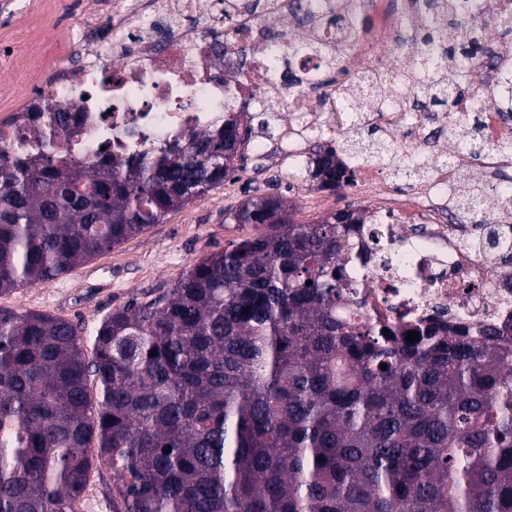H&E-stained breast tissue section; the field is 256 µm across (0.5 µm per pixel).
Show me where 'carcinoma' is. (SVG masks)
Segmentation results:
<instances>
[{
    "label": "carcinoma",
    "mask_w": 512,
    "mask_h": 512,
    "mask_svg": "<svg viewBox=\"0 0 512 512\" xmlns=\"http://www.w3.org/2000/svg\"><path fill=\"white\" fill-rule=\"evenodd\" d=\"M288 10L302 23L330 5ZM409 30L430 62L407 90L371 76L375 94L442 112L446 70L474 76L479 25L455 15ZM485 93L512 113V90ZM46 117L8 152L0 129V295L56 279L224 183L253 132L231 112L185 144L88 161L56 141L68 113L49 105ZM336 155L314 159L324 185L344 176ZM455 202L478 212L483 191ZM225 220L267 231L107 315L90 361L79 326L0 308V512H75L94 460L112 470L113 512H512L501 330L341 318L358 211L294 224L261 195Z\"/></svg>",
    "instance_id": "carcinoma-1"
}]
</instances>
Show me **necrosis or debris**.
<instances>
[{"label": "necrosis or debris", "instance_id": "1", "mask_svg": "<svg viewBox=\"0 0 512 512\" xmlns=\"http://www.w3.org/2000/svg\"><path fill=\"white\" fill-rule=\"evenodd\" d=\"M112 0L100 26L79 25L63 38H44V19L57 0L13 12L23 34L0 38L10 55L41 52L46 73H24L0 83V112L40 122L35 101H49L77 114L58 137L61 150L80 158H99L124 146L146 151L177 136L214 129L228 112L272 101L290 115L279 141L304 153V134L335 135L346 124L334 111L335 90L315 83L325 58L362 15L377 16L369 40L393 46L396 20L424 13L423 0H350L338 25L296 30L281 27L269 35L270 19L287 11V0ZM512 13V0H455L454 9L483 23V51L474 60L477 76L457 97L454 110L466 113L483 81L504 73L512 38L487 25L489 9ZM250 56L241 59V48ZM289 65L302 80L296 94L273 77L276 65ZM375 119L389 152L403 159L423 156L427 136L417 113L398 102L375 103ZM484 150L479 163L489 183L512 181V119L487 111L481 116ZM380 161L348 167L349 183L365 199L385 197L388 206L369 213L349 239L353 260L347 282L370 314L391 321L438 318L451 325L491 324L512 336V218L494 224H469L447 205L453 174L415 183L413 199L392 196ZM482 239V248L473 240Z\"/></svg>", "mask_w": 512, "mask_h": 512}]
</instances>
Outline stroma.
<instances>
[{"mask_svg": "<svg viewBox=\"0 0 512 512\" xmlns=\"http://www.w3.org/2000/svg\"><path fill=\"white\" fill-rule=\"evenodd\" d=\"M244 161L234 164L228 187H216L169 213L160 223L57 279L21 286L0 296V308L23 314L48 312L81 325L86 358H93V333L111 312L150 292L168 290L186 268L205 255L259 233L253 224H228L227 213L245 200L276 194L288 205L295 223L310 224L360 205L344 190L321 204L316 187L289 173L288 157L269 151L252 135Z\"/></svg>", "mask_w": 512, "mask_h": 512, "instance_id": "1", "label": "stroma"}]
</instances>
